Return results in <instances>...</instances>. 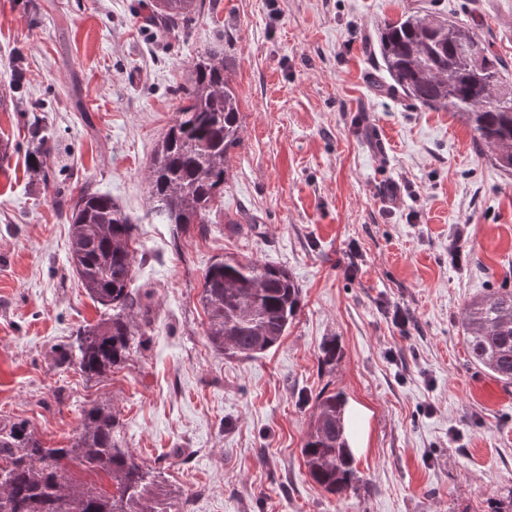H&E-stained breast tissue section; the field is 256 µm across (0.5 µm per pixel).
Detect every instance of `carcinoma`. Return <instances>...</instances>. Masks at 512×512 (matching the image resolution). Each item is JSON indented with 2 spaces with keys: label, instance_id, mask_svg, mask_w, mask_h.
Listing matches in <instances>:
<instances>
[{
  "label": "carcinoma",
  "instance_id": "carcinoma-1",
  "mask_svg": "<svg viewBox=\"0 0 512 512\" xmlns=\"http://www.w3.org/2000/svg\"><path fill=\"white\" fill-rule=\"evenodd\" d=\"M197 5L198 0H149L143 21L169 34L192 19ZM376 47L391 93L458 114L472 128L482 154L512 175V82L504 75L506 64L471 27L428 15L403 16L384 24ZM176 94L180 105L147 179L149 215L181 231L209 223L224 197L228 152L240 141L238 95L224 76V45L193 60ZM28 129L36 141L30 167L48 189L54 175L46 165L43 117L29 116ZM67 223L72 271L110 314L78 330L75 348L61 361L89 379L99 378L120 365L143 335L136 321L142 302L130 288L136 223L111 197L97 193L80 194ZM200 301L213 348L227 358H253L286 335L301 292L282 266L226 256L204 271ZM462 325L472 362L512 384V292L472 301ZM345 402L340 390L318 393L300 449L307 475L330 494L359 481L346 437ZM114 428L112 409L98 404L81 411L68 448L45 447L24 420L1 424L0 512H169L153 506L149 472L119 448ZM71 461L106 477L112 491L74 481Z\"/></svg>",
  "mask_w": 512,
  "mask_h": 512
}]
</instances>
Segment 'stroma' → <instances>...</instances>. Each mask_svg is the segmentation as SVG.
Wrapping results in <instances>:
<instances>
[{
	"label": "stroma",
	"instance_id": "35a3bbf8",
	"mask_svg": "<svg viewBox=\"0 0 512 512\" xmlns=\"http://www.w3.org/2000/svg\"><path fill=\"white\" fill-rule=\"evenodd\" d=\"M137 4L0 0V423L65 448L84 407L111 406L119 447L176 512L512 507V384L473 364L462 327L474 299L512 291V176L454 112L379 91L371 49L384 20L428 14L512 67V0H204L166 39ZM217 42L242 141L211 223L179 234L147 214L148 170L175 88ZM19 67L22 107L6 96ZM34 105L54 136L48 190L29 171ZM84 192L136 220L146 307L128 361L101 379L60 361L103 316L67 262ZM227 254L286 267L301 289L286 336L250 359L205 336L202 273ZM330 342L340 355L324 365ZM327 384L368 412L360 481L337 495L300 455Z\"/></svg>",
	"mask_w": 512,
	"mask_h": 512
}]
</instances>
